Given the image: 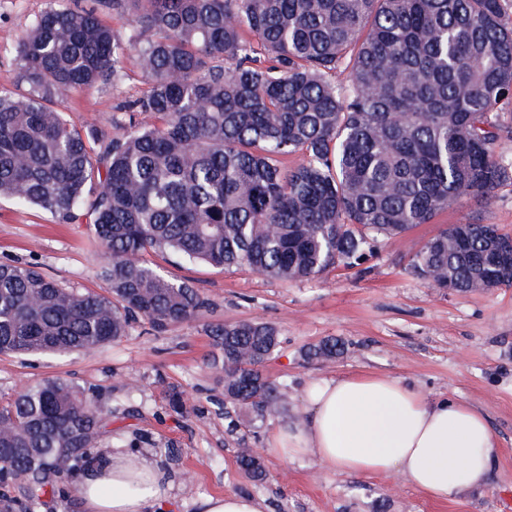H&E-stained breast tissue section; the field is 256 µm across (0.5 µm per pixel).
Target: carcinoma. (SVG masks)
Returning <instances> with one entry per match:
<instances>
[{"label":"carcinoma","instance_id":"cac0c4a2","mask_svg":"<svg viewBox=\"0 0 512 512\" xmlns=\"http://www.w3.org/2000/svg\"><path fill=\"white\" fill-rule=\"evenodd\" d=\"M97 2L51 8L19 41L29 90L0 91V198L87 223L110 257L107 294L1 260V354L90 352L138 321L162 333L198 317L208 300L148 263L150 251L300 280L352 267L375 238L512 180L494 120L512 100V0ZM132 53L147 89L125 109L149 122L107 135L52 107L120 81ZM341 68L346 87L333 80ZM410 268L438 288L511 287L512 236L454 224ZM209 333L224 403L252 425L285 411L288 386L260 371L276 328L241 320ZM344 352L328 339L308 359ZM111 418L61 378L0 404V460L17 472L27 512L65 496L64 480L103 454L94 438ZM238 460L265 477L250 449Z\"/></svg>","mask_w":512,"mask_h":512}]
</instances>
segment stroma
I'll return each mask as SVG.
<instances>
[{
	"mask_svg": "<svg viewBox=\"0 0 512 512\" xmlns=\"http://www.w3.org/2000/svg\"><path fill=\"white\" fill-rule=\"evenodd\" d=\"M95 0H0V90L24 94L17 48L48 7L92 6ZM146 86L135 61L109 87L82 89L55 108L77 128L112 133L127 122L122 102ZM496 225L512 235V183L483 199L461 198L428 224L381 237L355 267L327 268L297 281L246 268L217 269L173 252L148 253L165 274L190 282L209 310L156 335L137 323L120 341L65 356L0 355V398L47 379L63 378L112 406L98 447L130 448L156 462L174 481L171 512H194V501L238 492L259 499L263 512H512V287L455 292L409 268L420 244L462 221ZM17 258L69 288L101 291L108 261L83 224H62L49 212L0 200V261ZM255 320L273 324L280 345L263 370L287 384V413L244 432L241 413L226 411L221 384L206 364L213 351L210 324ZM348 351L335 361H306L304 352L328 339ZM383 373L432 398L460 399L481 412L501 446L487 485L436 502L400 477L332 472L313 458L288 460L267 451L278 427L306 418L305 390L315 381ZM182 392L189 411L177 415L164 400ZM263 449L266 476L245 477L237 463L239 440Z\"/></svg>",
	"mask_w": 512,
	"mask_h": 512,
	"instance_id": "35a3bbf8",
	"label": "stroma"
}]
</instances>
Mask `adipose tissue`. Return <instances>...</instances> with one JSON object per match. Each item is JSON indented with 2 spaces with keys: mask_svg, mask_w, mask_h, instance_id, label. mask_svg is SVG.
I'll use <instances>...</instances> for the list:
<instances>
[{
  "mask_svg": "<svg viewBox=\"0 0 512 512\" xmlns=\"http://www.w3.org/2000/svg\"><path fill=\"white\" fill-rule=\"evenodd\" d=\"M302 424L275 431L270 451L312 457L344 474L400 476L434 500L486 486L501 448L486 418L449 398H429L386 374L311 383ZM173 480L119 451L90 459L75 484L82 512H167Z\"/></svg>",
  "mask_w": 512,
  "mask_h": 512,
  "instance_id": "adipose-tissue-1",
  "label": "adipose tissue"
}]
</instances>
